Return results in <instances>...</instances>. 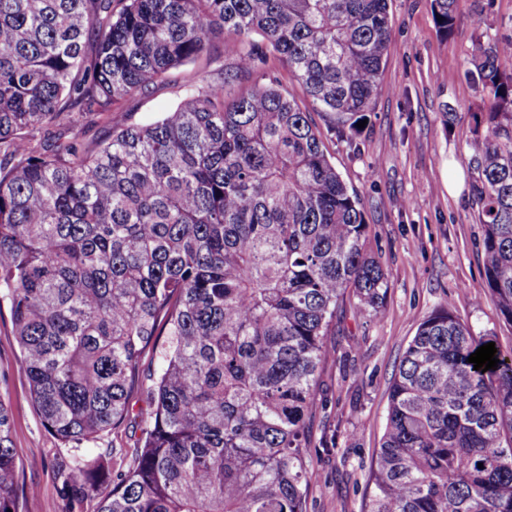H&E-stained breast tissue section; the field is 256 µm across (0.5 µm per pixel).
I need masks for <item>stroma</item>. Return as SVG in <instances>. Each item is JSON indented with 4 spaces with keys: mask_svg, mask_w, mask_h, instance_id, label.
Masks as SVG:
<instances>
[{
    "mask_svg": "<svg viewBox=\"0 0 512 512\" xmlns=\"http://www.w3.org/2000/svg\"><path fill=\"white\" fill-rule=\"evenodd\" d=\"M392 35L382 73L395 95L379 97L355 145L339 141L326 122L318 127L331 160L362 201L367 248L388 276L381 320L345 298L319 369L315 404L306 419L309 512H363L371 462L384 433L389 388L396 366L419 323L438 305L475 335L496 339L512 351L505 323L484 287V234L471 201L476 171L463 165L473 136V112L483 106L462 77V65L485 28L512 35V0H463L451 35L438 31L429 0H391ZM232 52L216 46L209 60L182 66L149 92L116 103L111 118L90 116L85 140L105 138L109 120L154 121L182 99L185 85L233 66ZM453 108L452 122L441 114ZM462 176L448 188V172ZM19 348L9 308L0 309V396L9 403L13 442L23 460L19 483L37 496H20L18 512H59L62 491L50 464L63 447L45 429L28 395L18 364ZM147 402L133 394L125 421L85 443L87 455L102 456L112 475L133 465L145 427ZM335 441L330 451L320 443Z\"/></svg>",
    "mask_w": 512,
    "mask_h": 512,
    "instance_id": "obj_1",
    "label": "stroma"
}]
</instances>
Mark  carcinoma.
<instances>
[{"label":"carcinoma","instance_id":"obj_1","mask_svg":"<svg viewBox=\"0 0 512 512\" xmlns=\"http://www.w3.org/2000/svg\"><path fill=\"white\" fill-rule=\"evenodd\" d=\"M460 0H430L453 31ZM389 0H0V299L43 425L64 512H308L306 418L341 303L379 320L388 282L364 249L358 194L272 60L338 139L382 83ZM154 122L112 105L210 56ZM512 37L488 31L463 76L486 110L462 162L477 171L486 287L512 325ZM88 114L110 135L79 140ZM166 333L163 366L141 356ZM445 301L418 326L389 390L366 512H512V352L495 370ZM145 393L132 468L81 448ZM0 399V512L20 460ZM483 468H478V464Z\"/></svg>","mask_w":512,"mask_h":512}]
</instances>
